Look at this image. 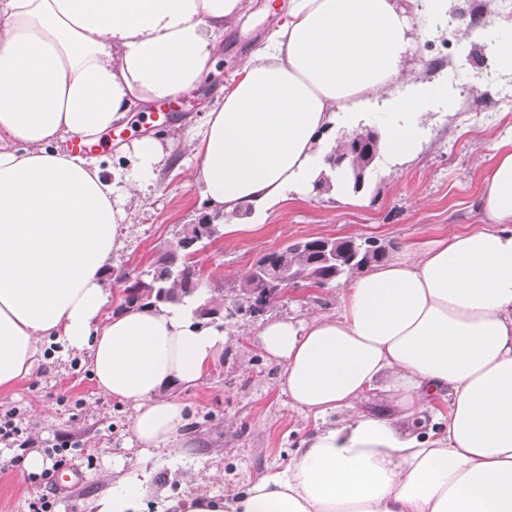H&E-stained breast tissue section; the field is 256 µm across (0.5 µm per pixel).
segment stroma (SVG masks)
<instances>
[{
    "label": "stroma",
    "instance_id": "obj_1",
    "mask_svg": "<svg viewBox=\"0 0 512 512\" xmlns=\"http://www.w3.org/2000/svg\"><path fill=\"white\" fill-rule=\"evenodd\" d=\"M254 0L243 22L227 28L212 71L193 96L130 112L119 131H107L84 147L87 156L107 158L127 167L123 152L148 134L176 142L200 139L205 116L224 96V86L258 48L277 11ZM482 43L454 36L420 42L412 59L414 80H444L454 101L451 108L431 107L420 120L424 130L417 158L402 162L380 155L361 191L337 187L312 189L289 199L268 216L227 214L229 224L245 230L221 236L200 248L194 262L212 297L225 306L240 300L239 285L264 254L308 238H375L396 251L448 229L481 221L476 198L480 174L493 154V143L512 139V109L501 100L507 73L488 75ZM190 155L177 149L156 174L153 185L126 203L130 227L121 229L123 246L112 257L106 276L110 309L122 303L119 275L146 277L160 253L179 237L184 225L198 223L210 208L191 181ZM335 286L317 288L301 282L271 301L266 317H303L313 310H332ZM258 319L235 317L225 328L236 337L216 366L196 386H181L170 395L187 405L189 423L168 449L145 453L130 431L134 410L99 392L87 355L64 351L60 343L43 346L35 372L12 389L0 391V412L16 410L23 434L45 442L66 437L68 463L58 471L79 478L67 489L49 481L31 482L22 474L24 451L0 447V512H40L42 501L52 512H99L100 503L123 478L134 476L146 488L140 512H163L170 499L223 494L284 470L302 440L335 424L300 413L288 404L278 385V368L261 353L255 331Z\"/></svg>",
    "mask_w": 512,
    "mask_h": 512
}]
</instances>
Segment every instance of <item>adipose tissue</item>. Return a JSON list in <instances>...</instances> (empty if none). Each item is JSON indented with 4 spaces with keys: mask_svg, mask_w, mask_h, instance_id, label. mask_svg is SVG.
I'll use <instances>...</instances> for the list:
<instances>
[{
    "mask_svg": "<svg viewBox=\"0 0 512 512\" xmlns=\"http://www.w3.org/2000/svg\"><path fill=\"white\" fill-rule=\"evenodd\" d=\"M449 0H283L285 21L207 114L192 178L212 209L266 214L307 193L334 123L385 95L384 151L410 158L446 81L408 84L418 43ZM246 0H0V390L31 376L52 336L88 351L105 394L131 405L143 450L188 423L165 388L196 385L228 330L192 303L108 309L105 276L125 201L169 156L133 147L131 169L69 153L133 108L194 92ZM407 93H399L400 85ZM481 223L405 245L336 293V308L256 333L292 407L336 425L304 439L286 470L171 512H512V139L481 175ZM391 410L359 408L372 392ZM448 402L434 429L413 430Z\"/></svg>",
    "mask_w": 512,
    "mask_h": 512,
    "instance_id": "ef3b65f1",
    "label": "adipose tissue"
}]
</instances>
